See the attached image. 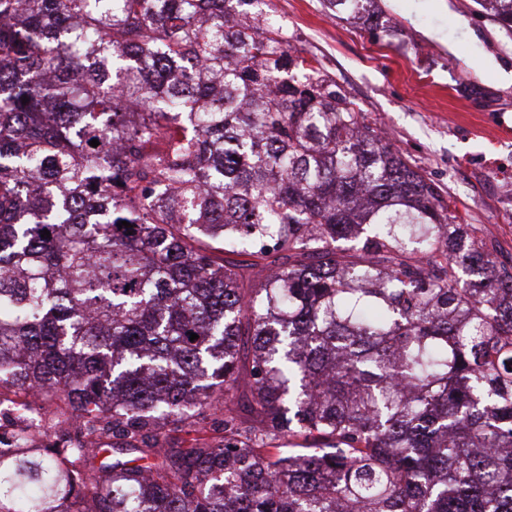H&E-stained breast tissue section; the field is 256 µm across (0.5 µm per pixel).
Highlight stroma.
<instances>
[{"label":"stroma","instance_id":"obj_1","mask_svg":"<svg viewBox=\"0 0 512 512\" xmlns=\"http://www.w3.org/2000/svg\"><path fill=\"white\" fill-rule=\"evenodd\" d=\"M372 42L327 0H266L264 22L313 59L452 210L512 256V39L473 0H374Z\"/></svg>","mask_w":512,"mask_h":512}]
</instances>
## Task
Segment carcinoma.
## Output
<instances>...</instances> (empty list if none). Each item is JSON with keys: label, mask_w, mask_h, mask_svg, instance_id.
I'll return each mask as SVG.
<instances>
[{"label": "carcinoma", "mask_w": 512, "mask_h": 512, "mask_svg": "<svg viewBox=\"0 0 512 512\" xmlns=\"http://www.w3.org/2000/svg\"><path fill=\"white\" fill-rule=\"evenodd\" d=\"M261 2L0 0V512H512V259Z\"/></svg>", "instance_id": "obj_1"}]
</instances>
